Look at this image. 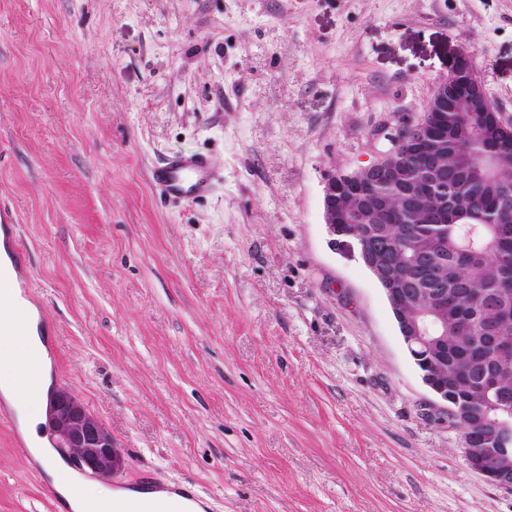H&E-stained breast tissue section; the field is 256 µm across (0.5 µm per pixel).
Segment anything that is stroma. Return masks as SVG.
Listing matches in <instances>:
<instances>
[{
	"mask_svg": "<svg viewBox=\"0 0 512 512\" xmlns=\"http://www.w3.org/2000/svg\"><path fill=\"white\" fill-rule=\"evenodd\" d=\"M463 48L512 120V0H0V209L117 480L207 512H512L324 224L326 176L386 151ZM180 152L223 169L210 196L156 194ZM19 434L0 512H58Z\"/></svg>",
	"mask_w": 512,
	"mask_h": 512,
	"instance_id": "obj_1",
	"label": "stroma"
}]
</instances>
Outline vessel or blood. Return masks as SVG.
Wrapping results in <instances>:
<instances>
[{
  "label": "vessel or blood",
  "instance_id": "b4317fda",
  "mask_svg": "<svg viewBox=\"0 0 512 512\" xmlns=\"http://www.w3.org/2000/svg\"><path fill=\"white\" fill-rule=\"evenodd\" d=\"M221 179L215 161L204 154L175 153L167 156L151 171V180L160 198L169 201H189L206 197ZM0 248L9 256L10 267L0 268V275L25 278L26 253L19 230L9 212L0 211ZM9 309L11 318L0 317V335L11 333L15 322L24 321L26 312L14 294H0V309ZM113 512H178L171 498L156 496L148 500L126 499L115 503Z\"/></svg>",
  "mask_w": 512,
  "mask_h": 512
}]
</instances>
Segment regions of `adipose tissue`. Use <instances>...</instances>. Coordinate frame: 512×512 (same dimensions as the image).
<instances>
[{
    "instance_id": "ef3b65f1",
    "label": "adipose tissue",
    "mask_w": 512,
    "mask_h": 512,
    "mask_svg": "<svg viewBox=\"0 0 512 512\" xmlns=\"http://www.w3.org/2000/svg\"><path fill=\"white\" fill-rule=\"evenodd\" d=\"M37 321L36 314H29L23 335H0V396L14 409L32 458L49 477L61 512H112L113 492L71 471L56 457L41 429L46 414V394L51 385V360L38 332ZM16 353L31 359L33 372L28 380L38 387L39 397H30L23 391L17 377L7 369L8 359Z\"/></svg>"
}]
</instances>
